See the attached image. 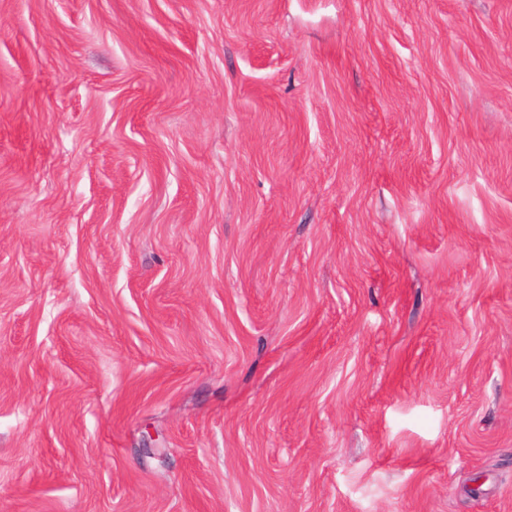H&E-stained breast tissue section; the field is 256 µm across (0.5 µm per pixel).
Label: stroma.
Here are the masks:
<instances>
[{"mask_svg":"<svg viewBox=\"0 0 512 512\" xmlns=\"http://www.w3.org/2000/svg\"><path fill=\"white\" fill-rule=\"evenodd\" d=\"M0 512H512V0H0Z\"/></svg>","mask_w":512,"mask_h":512,"instance_id":"35a3bbf8","label":"stroma"}]
</instances>
